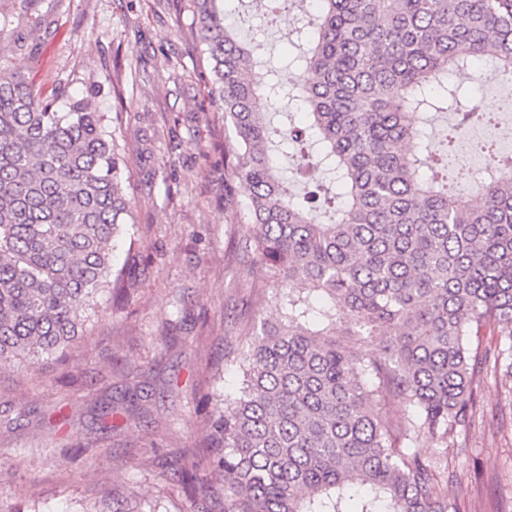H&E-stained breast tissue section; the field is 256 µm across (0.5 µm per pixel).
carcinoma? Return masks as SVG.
Returning <instances> with one entry per match:
<instances>
[{"label": "carcinoma", "mask_w": 512, "mask_h": 512, "mask_svg": "<svg viewBox=\"0 0 512 512\" xmlns=\"http://www.w3.org/2000/svg\"><path fill=\"white\" fill-rule=\"evenodd\" d=\"M182 2L233 129L226 205L254 224L246 252L288 315L238 353L206 455L172 481L200 512H457L448 462L419 448L459 446L484 375L512 378V345L476 342L488 328L512 342V156L489 153L475 188L448 184L452 136L488 119L448 75L487 61L512 78V0H318L296 28L312 75L289 91L257 84L262 45L225 25L224 0ZM448 111L429 154L427 114ZM120 129L90 98L60 112L0 69V367L65 353L99 295L123 296Z\"/></svg>", "instance_id": "1"}]
</instances>
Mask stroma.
Segmentation results:
<instances>
[{"label": "stroma", "instance_id": "1", "mask_svg": "<svg viewBox=\"0 0 512 512\" xmlns=\"http://www.w3.org/2000/svg\"><path fill=\"white\" fill-rule=\"evenodd\" d=\"M242 39L263 41L282 84L290 18L228 0ZM176 0H0V68L44 95L91 97L121 115L124 189L142 227L122 306L100 301L93 328L62 360L0 369V505L11 512H112L141 502L194 512L168 479L201 450L214 392L234 394L229 347L259 321L279 323L272 278L241 248L253 234L224 208L220 149L232 136L200 73L205 55ZM482 423L467 441L478 469L448 451V496L497 512L512 494V381L487 378Z\"/></svg>", "mask_w": 512, "mask_h": 512}]
</instances>
